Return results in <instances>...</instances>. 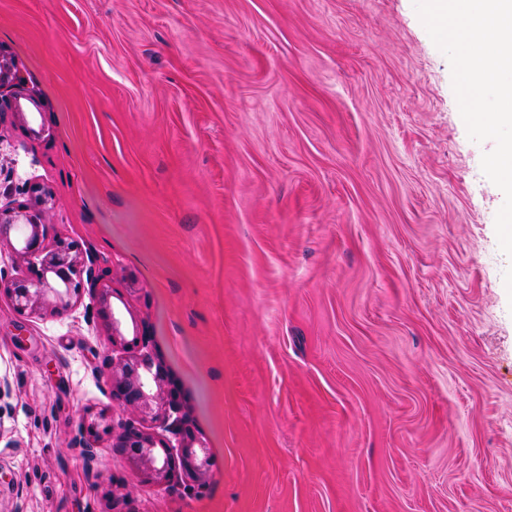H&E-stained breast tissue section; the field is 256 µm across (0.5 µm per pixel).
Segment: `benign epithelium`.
<instances>
[{"mask_svg": "<svg viewBox=\"0 0 512 512\" xmlns=\"http://www.w3.org/2000/svg\"><path fill=\"white\" fill-rule=\"evenodd\" d=\"M51 196L39 186L29 188V197L23 202L0 205V244L9 246L28 264L31 276L17 275L10 280L0 274V289L7 292L13 308L20 312H33L45 304L58 313L69 311L78 303L85 290H98L103 317L111 325L112 344H119L125 355L112 363V398L139 416L118 425L100 413L82 423V433L89 439L115 435L113 447L120 448L128 459L150 480L157 483L180 481L184 488H201L200 475L206 461L193 454L196 435L181 410L176 389L164 390L168 376L162 362L149 348L146 336L126 339L112 313V289L101 288L104 274L93 266L82 263L81 248L77 241L57 237L46 242L44 216ZM151 421L163 427L177 440L180 457H174V446L156 432L141 425ZM164 447L165 456L155 453L156 445Z\"/></svg>", "mask_w": 512, "mask_h": 512, "instance_id": "obj_1", "label": "benign epithelium"}]
</instances>
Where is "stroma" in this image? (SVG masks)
Masks as SVG:
<instances>
[{"instance_id":"stroma-1","label":"stroma","mask_w":512,"mask_h":512,"mask_svg":"<svg viewBox=\"0 0 512 512\" xmlns=\"http://www.w3.org/2000/svg\"><path fill=\"white\" fill-rule=\"evenodd\" d=\"M0 205L48 190L207 458L149 481L96 294L0 293V512H512V260L413 0H0ZM116 427L114 423L108 420L104 413H99L94 418L86 419L82 423V433L85 438L98 439L103 435H111L115 433Z\"/></svg>"}]
</instances>
